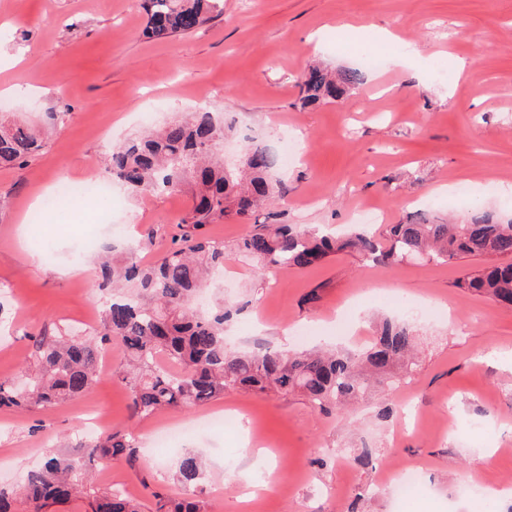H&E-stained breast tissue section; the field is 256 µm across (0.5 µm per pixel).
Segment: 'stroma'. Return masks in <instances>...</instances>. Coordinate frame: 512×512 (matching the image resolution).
I'll list each match as a JSON object with an SVG mask.
<instances>
[{
    "label": "stroma",
    "instance_id": "1",
    "mask_svg": "<svg viewBox=\"0 0 512 512\" xmlns=\"http://www.w3.org/2000/svg\"><path fill=\"white\" fill-rule=\"evenodd\" d=\"M203 27L164 41L142 34L140 0H0V110L42 131L44 147L23 165L0 168V378L24 382L35 369L31 336L68 328L93 336L100 324L88 237L99 246L142 244L153 261L191 204L192 189L136 196L120 184L111 224L101 203L60 207L26 223L33 195L57 178L83 179L105 152L142 130L204 108L234 131L228 157L254 140L296 149L279 176L283 192L256 213L260 224L352 229L355 209L385 215L374 230L427 213L463 223L477 212L512 220V0H223ZM355 26L358 45L337 42L336 22ZM401 37L408 66L362 67L363 42ZM363 69L364 82L335 102L298 103L311 64ZM69 105V119L49 112ZM474 188L462 194L458 183ZM477 258L405 260L390 267L339 254L306 269L258 270L224 262L208 303L244 304L225 325L231 346L308 345L352 351L379 323L416 309L418 367L374 388L346 410L318 412L300 394L229 391L211 403L130 416L123 359L94 388L47 408L0 410V486L20 489L52 455L82 443L85 415L111 430L135 428L136 465L108 462L92 489L128 492L152 512L153 491L180 493L182 453L205 464L211 512H512V307L458 288ZM226 409L223 425L159 448L154 433ZM373 457L361 463L362 447ZM422 486L397 497L401 472ZM391 487L379 490L378 478ZM479 486L476 499L460 488Z\"/></svg>",
    "mask_w": 512,
    "mask_h": 512
}]
</instances>
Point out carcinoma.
Returning <instances> with one entry per match:
<instances>
[{"label":"carcinoma","mask_w":512,"mask_h":512,"mask_svg":"<svg viewBox=\"0 0 512 512\" xmlns=\"http://www.w3.org/2000/svg\"><path fill=\"white\" fill-rule=\"evenodd\" d=\"M221 0H144L147 23L143 35L165 40L209 22ZM364 81L358 69L332 73L313 66L299 84V102L308 107L342 96ZM230 126L210 111L192 113L159 130L112 149L107 166L112 178L131 193L166 194L180 190L188 178L197 183L192 205L173 237L152 262L139 259L141 246L128 244L122 258L99 262L94 287L108 295L97 335L100 343L120 344L131 371L130 410L135 418L163 410L205 405L225 391L256 394L300 393L320 410L362 399L372 379L396 368L403 377L417 366L413 358L414 328L385 320L368 346L359 352L330 353L281 350L270 346L240 353L230 348L224 324L231 311L219 307L202 313L196 294L207 277L224 268V241L205 235L204 228L220 219L244 222L281 192L272 173L277 155L262 142L252 143L240 164H226L220 151ZM38 131L22 124L0 127V166L19 165L41 150ZM234 249L261 267L308 268L338 254H356L380 265L404 258L444 263L457 256L485 258L479 270L466 275L459 287L512 305V221L499 222L482 213L465 224L427 220L391 225L386 242L357 229L336 238L291 224H261L235 243ZM161 354L180 365L172 372L157 362ZM98 347L67 332H42L34 341L37 371L26 385L0 379V409L48 407L89 392L97 382ZM138 440L121 429L82 443L76 453L53 456L27 478L22 492L0 487V512H12L23 496L32 512L48 502L65 501L78 493L71 474L76 467L93 468L103 460L136 461ZM203 470L188 452L179 460L176 477L187 491L181 499L154 495L166 512H206L198 494ZM92 512H141L139 502L119 489L93 499Z\"/></svg>","instance_id":"1"}]
</instances>
